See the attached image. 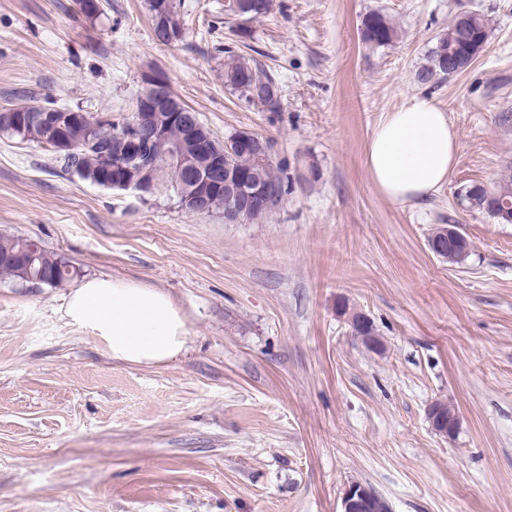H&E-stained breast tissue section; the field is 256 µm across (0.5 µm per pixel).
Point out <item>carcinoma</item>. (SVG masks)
I'll return each mask as SVG.
<instances>
[{"mask_svg": "<svg viewBox=\"0 0 512 512\" xmlns=\"http://www.w3.org/2000/svg\"><path fill=\"white\" fill-rule=\"evenodd\" d=\"M167 12L158 13L154 0H146V9L152 21V28L168 26L173 30H183L181 2L170 0ZM247 11L253 19L267 17L273 10V0H234L227 11ZM488 35V22L485 16L467 13L456 17L448 30L439 36L430 50V64L418 73L423 83L438 82L450 78L467 69L483 48ZM362 39L375 46H387L398 37L396 27L380 11L367 13L361 21ZM224 83L237 97L252 106L266 112H278L281 109V90L275 78L260 74L257 64L249 59L231 54L224 59ZM31 105L11 106L0 109V132L23 142H32L40 146L53 147L55 132L48 127L38 130H18L15 116L20 112L31 111ZM122 127L121 121H105L90 131L88 143L72 153H59L64 170L76 173L81 179L98 184L100 177L113 176L134 180L140 168L151 165L157 170V179L152 194L162 190L179 193L187 183L185 172L168 161L173 147L181 145L187 152L192 151L185 126L170 121L163 134L158 138L143 141L136 162L123 157L118 150L115 133ZM224 167L233 171H246L249 177L260 185L279 188L285 195L293 190L294 177L288 173V164L262 165L247 155L233 152L224 155ZM465 198L471 208L484 212L503 224H512V178H504L492 187L472 185L465 191ZM34 255V264L29 267L17 262L21 253ZM70 267L68 261L46 249L38 240L21 235H0V281L31 282L40 273L43 276L61 274L62 269Z\"/></svg>", "mask_w": 512, "mask_h": 512, "instance_id": "carcinoma-1", "label": "carcinoma"}]
</instances>
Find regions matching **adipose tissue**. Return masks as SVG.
I'll return each instance as SVG.
<instances>
[{"mask_svg": "<svg viewBox=\"0 0 512 512\" xmlns=\"http://www.w3.org/2000/svg\"><path fill=\"white\" fill-rule=\"evenodd\" d=\"M458 149L446 112L432 99L412 98L374 128L366 152L370 181L391 201L422 202L447 181ZM65 315L93 333L118 361L157 366L187 350L182 308L168 292L147 284L84 279L71 289Z\"/></svg>", "mask_w": 512, "mask_h": 512, "instance_id": "ef3b65f1", "label": "adipose tissue"}]
</instances>
